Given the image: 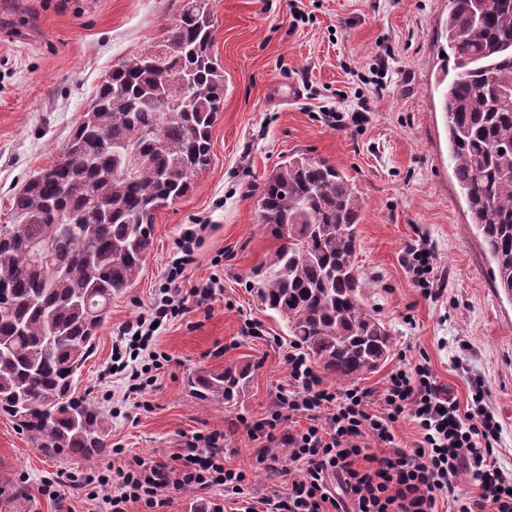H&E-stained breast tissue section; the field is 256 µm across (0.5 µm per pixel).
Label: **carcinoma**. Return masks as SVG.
<instances>
[{
  "mask_svg": "<svg viewBox=\"0 0 512 512\" xmlns=\"http://www.w3.org/2000/svg\"><path fill=\"white\" fill-rule=\"evenodd\" d=\"M183 4L161 38L170 74L194 88L169 118L166 92L141 50L112 66L70 134L62 161L35 172L0 224V415L42 452L91 461L109 445L105 413L76 392L112 297L131 287L153 244L156 213L185 196L211 166V134L224 106L213 52L211 0ZM441 111L449 159L471 222L512 298V0H449ZM258 215L279 241L258 286L261 303L327 374L353 381L378 368L390 335L362 303L355 259L363 202L342 171L296 153L258 188ZM52 240L65 272L37 266L34 242ZM246 364L191 379L200 400L236 405Z\"/></svg>",
  "mask_w": 512,
  "mask_h": 512,
  "instance_id": "obj_1",
  "label": "carcinoma"
}]
</instances>
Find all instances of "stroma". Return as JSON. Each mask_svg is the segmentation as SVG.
I'll return each mask as SVG.
<instances>
[{
	"mask_svg": "<svg viewBox=\"0 0 512 512\" xmlns=\"http://www.w3.org/2000/svg\"><path fill=\"white\" fill-rule=\"evenodd\" d=\"M180 0H0V224L12 221L11 197L60 156L97 84L122 59L162 37ZM215 50L229 92L212 131L213 163L188 194L156 215L143 269L112 300L94 354L77 382L108 418L109 451L88 465L49 458L10 419L0 416V486L10 485L0 512H88L81 500L56 501L40 491L58 471L85 472L140 456L169 462L183 436L258 420L289 384L285 356L293 345L277 315L262 308L256 288L277 242L255 206L264 176L300 152L342 170L364 201L356 261L366 307L391 333L386 361L357 380L372 411L382 408L388 376L428 361L461 407L471 378L502 425L497 463L512 469V299L492 282V264L471 222L448 159L444 118L435 90L441 72L440 24L448 0H212ZM386 70H378L379 59ZM371 110L361 119L359 100ZM338 112L344 124L330 118ZM189 224L207 225L188 271L190 282L218 275L210 307L161 327L157 352L169 361L143 398L124 401L109 376L112 330L152 302L175 241ZM433 252L446 277L431 298L405 266L406 245ZM262 325L258 334L247 322ZM247 363L252 378L237 406L218 409L193 397L191 373ZM227 460L251 472L248 496L286 491L257 461L259 442L235 435ZM223 488L179 491L162 512H228Z\"/></svg>",
	"mask_w": 512,
	"mask_h": 512,
	"instance_id": "obj_1",
	"label": "stroma"
}]
</instances>
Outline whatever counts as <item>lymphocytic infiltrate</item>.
I'll use <instances>...</instances> for the list:
<instances>
[{
  "label": "lymphocytic infiltrate",
  "instance_id": "lymphocytic-infiltrate-1",
  "mask_svg": "<svg viewBox=\"0 0 512 512\" xmlns=\"http://www.w3.org/2000/svg\"><path fill=\"white\" fill-rule=\"evenodd\" d=\"M202 230L186 228L177 243L159 294L147 312L119 324L112 336L115 373L136 408L163 364L150 348L157 324L214 300L219 278L187 285L186 270L203 244ZM291 390L280 391L271 414L257 421L238 418L234 430L260 442L258 460L274 477H285L284 494L262 498L244 512H512V472L497 464L495 446L501 424L483 403V384L472 379L474 405L461 409L447 388L422 363L393 371L383 393V410L369 408L367 391H336L324 386L305 354L287 356ZM304 416L306 429H286L293 416ZM411 418L420 432L415 448L395 443L393 427ZM227 433L214 429L186 437L171 463H149L135 456L102 473L57 472L44 491L56 500L86 499L93 512H128L141 504L161 512L172 492L223 488L226 498L243 495L250 482L244 470L229 468ZM375 439L385 454L371 452ZM286 447L285 455L272 451ZM468 474L476 493H462L459 474Z\"/></svg>",
  "mask_w": 512,
  "mask_h": 512
}]
</instances>
